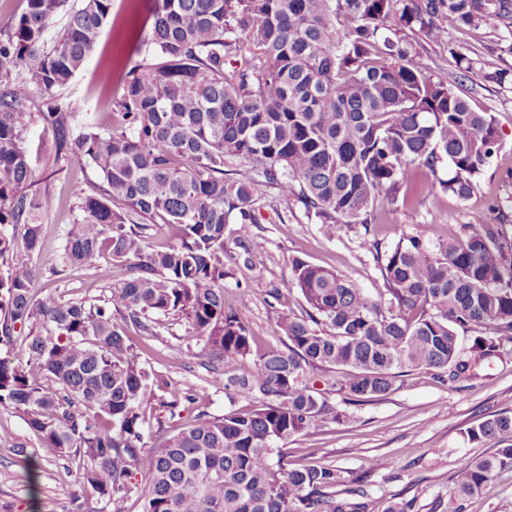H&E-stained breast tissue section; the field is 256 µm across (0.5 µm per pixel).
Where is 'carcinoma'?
I'll list each match as a JSON object with an SVG mask.
<instances>
[{
  "instance_id": "obj_1",
  "label": "carcinoma",
  "mask_w": 512,
  "mask_h": 512,
  "mask_svg": "<svg viewBox=\"0 0 512 512\" xmlns=\"http://www.w3.org/2000/svg\"><path fill=\"white\" fill-rule=\"evenodd\" d=\"M67 3L27 0L0 28V408L20 414L42 456L67 462L96 494L74 499L72 512H118L135 471L147 478L142 512H362L340 497L364 492L345 487L336 466L294 467L284 452L289 438L338 416L312 391V371L334 370L338 391L364 402L415 368L458 379L512 343L506 225L470 224L434 250L401 237L381 259L378 302L293 259L306 307L279 314L285 348L224 380L255 402L249 413L146 432L151 371L131 332L154 336L162 317L184 323L214 378L216 362L254 355L256 336L224 309V229L235 213L249 237L272 189L299 200L328 237L338 224L368 227L414 173L433 177L431 191L470 196L499 148L494 116L464 95L477 61L452 50L454 80H435L399 33L434 44L484 24L512 33V0H155L152 59L134 66L117 102L124 126L112 131L83 121L72 102L30 111L31 86L50 95L65 86L112 13V0ZM240 34L259 52L228 73ZM26 113L51 131L53 163L84 159L103 178L44 270L31 259L61 198L32 188ZM157 218L180 228L162 250L146 243ZM105 255L120 266L107 293L60 289ZM458 326L474 333L467 349ZM467 436L494 449L456 472L448 512L512 468V412L483 417Z\"/></svg>"
}]
</instances>
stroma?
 Segmentation results:
<instances>
[{"mask_svg":"<svg viewBox=\"0 0 512 512\" xmlns=\"http://www.w3.org/2000/svg\"><path fill=\"white\" fill-rule=\"evenodd\" d=\"M154 0H112V24L106 27L96 50L58 97L75 102L87 120L105 128L120 126L116 102L128 71L148 56ZM512 33L484 25L452 30L443 44L421 48V58L434 79H449V49L477 59L492 71L512 66ZM472 108L494 116L500 148L486 166L475 191L461 199L453 194L434 196L418 192L394 210L380 213L370 230L358 224H340L333 237L308 218L297 200L272 197L255 212L249 239H241L237 223H229L224 251L230 274L224 280V307L249 326L259 351L283 348L286 338L277 326L278 310L299 307L302 299L291 285L292 261L300 258L344 275L371 300L385 294L377 262L378 252L394 247L405 235L422 236L428 245L459 233L463 225L482 217L491 224H512V89L474 77L465 85ZM26 146L35 179L49 178L65 205L44 219L46 243L37 258L45 265L56 257L59 236L72 219L81 197L102 185L98 171L87 161L72 160L52 171L48 156L52 136L42 125L27 126ZM286 221H279V214ZM259 288L260 298L248 297ZM146 366L158 381L180 391L205 390L197 404H181L178 415L156 413V397L146 396L143 410L148 426L163 424L173 430L200 412L217 417L230 411L246 413L255 403L243 395L228 396L223 379H211L195 355L201 341L184 326L159 328L157 335L141 338ZM182 350L181 360H168L171 350ZM318 392L328 396L338 419L317 421L310 435L289 438L288 459L302 465L332 464L345 479H357L365 491L366 512H387L394 503L408 501L413 512H448L455 473L491 453L487 443L470 441L469 427L500 410L512 411V344L486 361L476 378L441 381L434 371L416 369L398 381L394 391L368 401L350 402L333 391L331 374H314ZM23 419L0 409V512H69L75 497L85 490L79 474L62 462L36 458V481H29L24 464L13 452L29 442ZM386 459L383 469L371 467L374 457ZM464 512H512V469L497 472L484 496L468 500Z\"/></svg>","mask_w":512,"mask_h":512,"instance_id":"35a3bbf8","label":"stroma"}]
</instances>
